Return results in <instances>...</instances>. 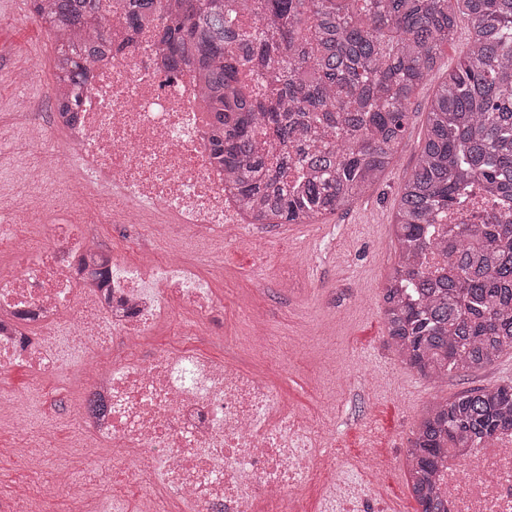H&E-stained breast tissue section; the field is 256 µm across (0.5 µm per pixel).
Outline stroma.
<instances>
[{"label":"stroma","instance_id":"stroma-1","mask_svg":"<svg viewBox=\"0 0 512 512\" xmlns=\"http://www.w3.org/2000/svg\"><path fill=\"white\" fill-rule=\"evenodd\" d=\"M470 21L460 17L453 40L444 46L436 68L409 107V123L396 159L386 175L360 199L314 224H270L251 245L233 244L224 263L201 269V276L224 299L219 329L198 337L204 353L221 358L224 339L243 335L237 306L245 299L270 317L271 332L282 345L273 358L242 348L245 366L277 384L289 404L316 411L323 397L314 380L324 372L322 352L336 354V442L343 454L363 461L374 455L373 484L381 495L370 498V512H420L408 482L406 450L426 406L465 389L512 382V354L474 372L433 382L401 363L387 343L383 292L398 260L392 232L397 200L426 136V112L434 91L464 57ZM12 54L0 58V123L10 124L16 110L14 70L31 69L36 78L27 89L32 119L49 121L54 40L15 0H0V43ZM299 251L303 263L294 273L276 264L275 253ZM78 392L46 379L37 395L34 420L17 426L0 415V508L15 501L40 505L37 482L22 463L23 443L65 453L74 443L70 409Z\"/></svg>","mask_w":512,"mask_h":512}]
</instances>
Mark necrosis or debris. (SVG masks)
Returning a JSON list of instances; mask_svg holds the SVG:
<instances>
[{
  "label": "necrosis or debris",
  "mask_w": 512,
  "mask_h": 512,
  "mask_svg": "<svg viewBox=\"0 0 512 512\" xmlns=\"http://www.w3.org/2000/svg\"><path fill=\"white\" fill-rule=\"evenodd\" d=\"M121 0H100L110 46L98 54L78 115L33 124L36 158L21 173L43 210L59 199L81 207L113 197L111 222L139 224L144 246L133 265L96 272L105 252L88 224H53L47 243L27 239L26 201L0 213V241L13 242L17 265L0 275V367L22 363L34 380L77 370L72 410L82 469L41 454L25 466L42 475L41 498H67V512H90L87 486L112 471L147 487L153 512H301L313 475L328 484L325 512L339 498L356 507L369 485L348 486L336 472V415L300 411L279 388L234 357L195 351L193 339L215 331L224 300L200 275L218 262L199 250V234L234 241L256 235L225 186L196 109L190 75L167 76L155 23L129 29ZM174 216L179 246L159 233ZM169 321L168 347L144 353L142 342ZM38 327L22 335L21 324ZM448 512H512V430L453 449L437 470Z\"/></svg>",
  "instance_id": "necrosis-or-debris-1"
}]
</instances>
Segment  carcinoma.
<instances>
[{
    "label": "carcinoma",
    "instance_id": "1",
    "mask_svg": "<svg viewBox=\"0 0 512 512\" xmlns=\"http://www.w3.org/2000/svg\"><path fill=\"white\" fill-rule=\"evenodd\" d=\"M98 0H42L53 68L87 85L90 53L109 44ZM124 0L130 26L149 17L167 70L197 78L211 150L256 224H314L347 207L391 167L408 104L453 38L471 22L465 57L441 82L427 133L398 200L399 251L383 294L389 345L426 378L480 370L512 353V0ZM252 68L266 97L239 84ZM482 183L505 210L486 224L434 237L437 214ZM443 252L448 272L423 258ZM512 430V384L476 387L426 407L407 449L421 512H448L435 476L444 452Z\"/></svg>",
    "mask_w": 512,
    "mask_h": 512
}]
</instances>
